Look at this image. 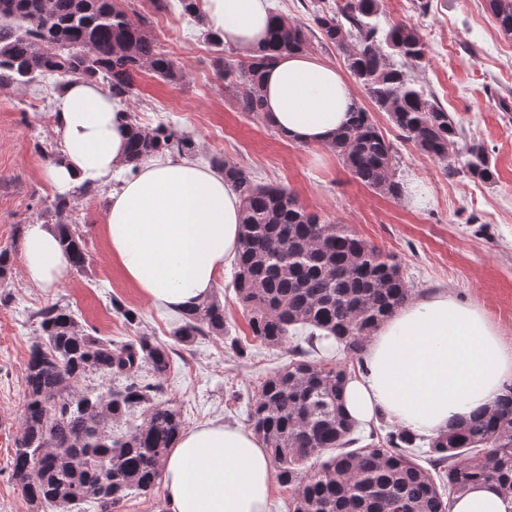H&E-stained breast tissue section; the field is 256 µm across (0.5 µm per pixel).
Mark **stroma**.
I'll return each instance as SVG.
<instances>
[{
    "label": "stroma",
    "instance_id": "stroma-1",
    "mask_svg": "<svg viewBox=\"0 0 512 512\" xmlns=\"http://www.w3.org/2000/svg\"><path fill=\"white\" fill-rule=\"evenodd\" d=\"M122 6L184 71L177 82L148 71L137 76L128 106L142 126L177 128L199 143L200 162L221 157L255 182L285 186L308 211L348 225L392 254L413 298L448 289L458 302L480 305L512 343V38L498 29L487 0H383L382 24L412 23L424 39L426 58L409 67V75L448 111L466 141L484 146L496 169L491 185L448 175L444 163L404 140L385 113H374L396 151L398 178L422 191L417 204L362 184L327 147L290 143L263 119L239 111L212 66L213 46L178 8L159 12L150 0H123ZM52 83L38 78L0 89V249L20 248L27 225L57 221L56 193L45 178L50 156L61 148L50 119ZM106 196L103 188L71 196L66 219L85 239V271L68 270L53 287L41 288L28 280L18 256L0 277V512H28L11 473L40 308L69 306L80 324L118 341L146 334L174 344L177 313L152 306L112 260L103 233ZM234 272L227 263L216 286L229 338L174 345L162 384L163 399L178 407L188 431L211 421L246 426L249 401L288 361L287 347L253 337L235 298ZM116 301L136 311L139 324L128 325L113 309ZM234 338L247 346V357H237Z\"/></svg>",
    "mask_w": 512,
    "mask_h": 512
}]
</instances>
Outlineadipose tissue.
I'll use <instances>...</instances> for the list:
<instances>
[{"label": "adipose tissue", "mask_w": 512, "mask_h": 512, "mask_svg": "<svg viewBox=\"0 0 512 512\" xmlns=\"http://www.w3.org/2000/svg\"><path fill=\"white\" fill-rule=\"evenodd\" d=\"M206 24L251 53L268 39V0H206ZM264 112L290 142L327 144L357 97L336 68L308 53L283 56L262 77ZM127 103L97 85L67 83L54 100L61 151L46 177L56 191L108 187L104 234L113 260L156 307L195 308L212 294L240 237V199L218 168L163 152L128 169ZM30 282L50 287L71 265L57 231L27 225ZM512 384V346L483 308L445 291L408 302L371 337L365 370L344 407L359 424L386 417L432 436L469 419ZM273 464L254 434L218 421L183 433L163 466L164 512H267ZM451 512H512V497L479 485Z\"/></svg>", "instance_id": "adipose-tissue-1"}]
</instances>
